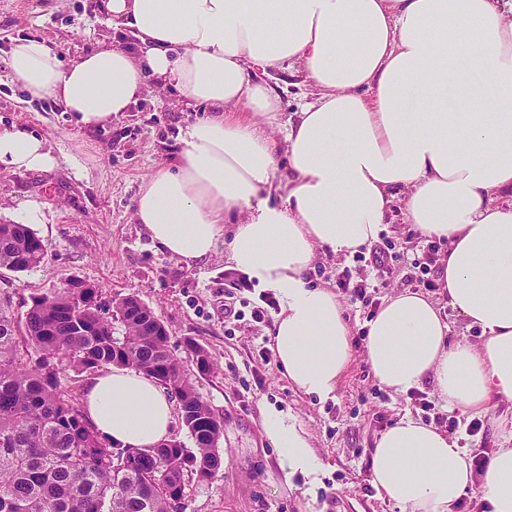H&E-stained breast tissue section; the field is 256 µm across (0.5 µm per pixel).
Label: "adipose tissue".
Here are the masks:
<instances>
[{"mask_svg":"<svg viewBox=\"0 0 512 512\" xmlns=\"http://www.w3.org/2000/svg\"><path fill=\"white\" fill-rule=\"evenodd\" d=\"M107 23L137 52L103 42L64 64L37 38L7 63L29 99L53 97L79 124L129 111L147 82L202 109L180 127L175 162L143 181L134 217L193 266L226 245L233 269L279 296L271 347L303 393L329 397L350 363L352 328L335 292L310 285L316 255L350 257L375 242L395 194L428 237L446 239L438 283L483 330L449 344L431 300L392 295L368 323L374 377L397 394L432 383L450 407L482 413L512 399V0H105ZM301 67L315 89L284 139L280 95L256 70ZM455 91L459 110L443 95ZM288 165L282 202L271 198ZM59 158L24 127L0 128V168L46 172ZM83 409L123 448L167 439L172 403L143 374L115 368L87 384ZM261 427L284 476L316 474L283 412ZM375 487L401 512H453L469 489L512 512V448L474 475L447 432L405 417L371 453Z\"/></svg>","mask_w":512,"mask_h":512,"instance_id":"obj_1","label":"adipose tissue"}]
</instances>
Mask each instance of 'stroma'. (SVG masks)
<instances>
[{
	"label": "stroma",
	"mask_w": 512,
	"mask_h": 512,
	"mask_svg": "<svg viewBox=\"0 0 512 512\" xmlns=\"http://www.w3.org/2000/svg\"><path fill=\"white\" fill-rule=\"evenodd\" d=\"M102 0H0V128H29L44 138L59 164L47 172L0 170V224L18 223L38 210L34 230L48 243L31 271L0 268V306L23 320L34 296L67 281L93 284L104 308L135 294L166 326L169 348L181 360L199 395L224 422L219 449L226 463L215 478L186 489L185 512H401L373 486L371 450L377 437L404 415L423 420L409 395L375 379L364 349H354L336 391L321 399L297 389L269 347L271 322L224 316L227 260L217 253L187 267L162 252L134 217L143 180L157 164L172 161L180 126L194 119L177 94L149 83L129 112L112 124L85 128L54 100H28L13 79L6 52L13 40L39 38L71 61L113 38L101 24ZM281 95L283 119L293 118L314 92L299 69L257 73ZM203 347L212 364L199 373L187 341ZM291 415L308 438L321 470L317 482L284 477L277 451L261 430V411ZM512 420V400L482 414L483 428L464 446L512 448V433L495 428Z\"/></svg>",
	"instance_id": "1"
}]
</instances>
